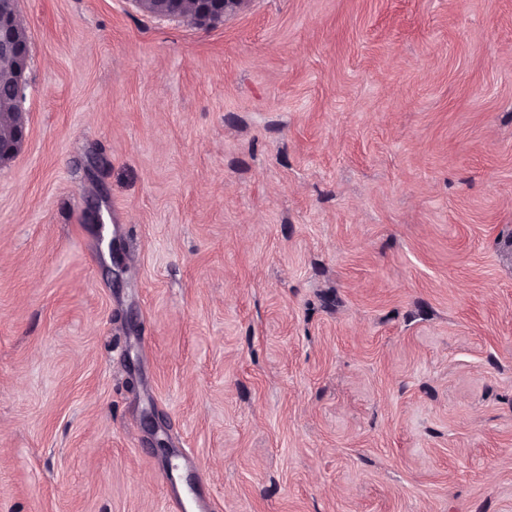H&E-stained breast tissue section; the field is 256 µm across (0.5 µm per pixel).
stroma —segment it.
Masks as SVG:
<instances>
[{"instance_id":"35a3bbf8","label":"stroma","mask_w":512,"mask_h":512,"mask_svg":"<svg viewBox=\"0 0 512 512\" xmlns=\"http://www.w3.org/2000/svg\"><path fill=\"white\" fill-rule=\"evenodd\" d=\"M20 13L0 512H512V0ZM166 4L175 13H184L195 24L209 27L240 9L242 0H149Z\"/></svg>"}]
</instances>
